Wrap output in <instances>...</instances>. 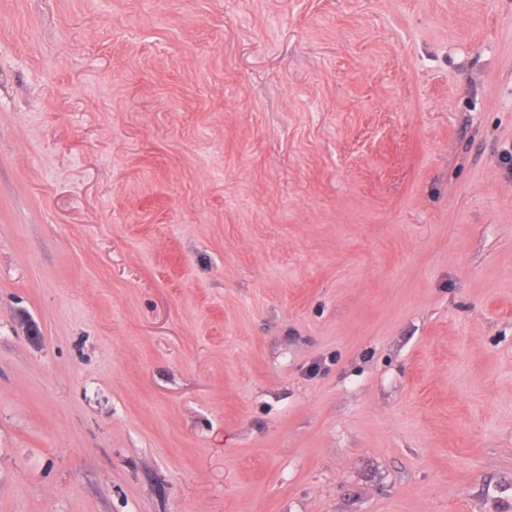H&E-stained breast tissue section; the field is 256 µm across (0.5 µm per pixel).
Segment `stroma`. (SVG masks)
<instances>
[{
  "label": "stroma",
  "mask_w": 512,
  "mask_h": 512,
  "mask_svg": "<svg viewBox=\"0 0 512 512\" xmlns=\"http://www.w3.org/2000/svg\"><path fill=\"white\" fill-rule=\"evenodd\" d=\"M0 512H512V0H0Z\"/></svg>",
  "instance_id": "obj_1"
}]
</instances>
